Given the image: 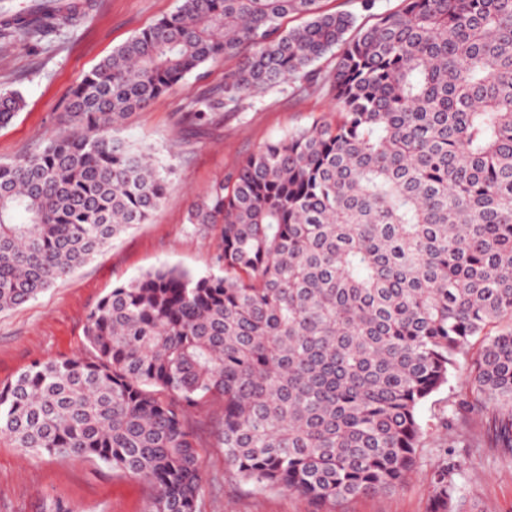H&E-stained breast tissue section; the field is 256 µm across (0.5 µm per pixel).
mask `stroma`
<instances>
[{
    "label": "stroma",
    "instance_id": "35a3bbf8",
    "mask_svg": "<svg viewBox=\"0 0 512 512\" xmlns=\"http://www.w3.org/2000/svg\"><path fill=\"white\" fill-rule=\"evenodd\" d=\"M85 17L61 24L39 46L6 44L0 35V91L20 92L26 106L0 128V161L33 150L61 129L66 94L84 73L128 39L174 12L179 0H97ZM224 65H207L173 92L135 113L118 131L126 143L153 149L174 167L169 193L144 224L135 225L63 281L37 298L0 313V385L14 381L33 362L62 359L84 349L86 318L112 287L161 265L197 275L219 273L216 238L189 223L195 198L229 168L270 139L329 115L333 100L284 81L259 97L243 99L214 124L195 127L184 119L197 97L221 90ZM201 437V512H315L304 496L273 491L257 494L224 478L218 442L221 415L193 413ZM500 448H460L459 482L467 512H512V468ZM154 494L145 480L84 456L30 454L0 441V512H48L53 500L77 512H146ZM431 494L427 466L406 487L348 499L339 512H426Z\"/></svg>",
    "mask_w": 512,
    "mask_h": 512
}]
</instances>
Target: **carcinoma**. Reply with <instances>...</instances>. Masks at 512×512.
I'll return each mask as SVG.
<instances>
[{
    "mask_svg": "<svg viewBox=\"0 0 512 512\" xmlns=\"http://www.w3.org/2000/svg\"><path fill=\"white\" fill-rule=\"evenodd\" d=\"M320 2L180 0L69 90L65 134L0 163L4 312L165 201L172 166L115 136L133 113L209 63L224 95L196 101L194 124L333 63L335 118L265 143L192 204L223 274L162 266L113 287L86 353L0 387V440L140 477L147 512H200L187 414L218 402L229 480L336 512L407 482L431 436L420 410L464 363L427 512H461L448 448L512 449V0ZM76 8L28 5L47 22ZM24 107L0 91V128Z\"/></svg>",
    "mask_w": 512,
    "mask_h": 512,
    "instance_id": "obj_1",
    "label": "carcinoma"
}]
</instances>
